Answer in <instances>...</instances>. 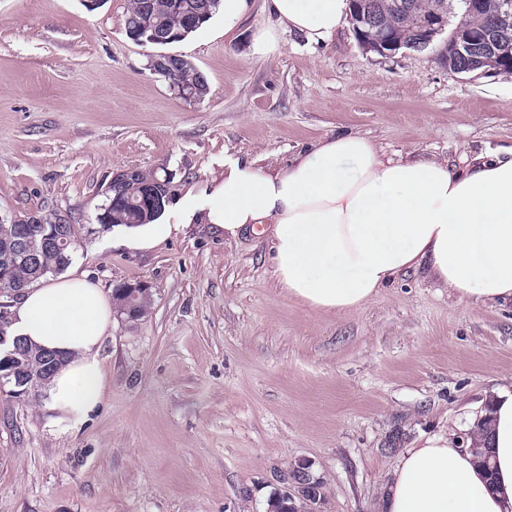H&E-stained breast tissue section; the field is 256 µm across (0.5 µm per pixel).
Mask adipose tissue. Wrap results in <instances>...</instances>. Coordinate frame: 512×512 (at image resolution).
Wrapping results in <instances>:
<instances>
[{"label": "adipose tissue", "instance_id": "adipose-tissue-1", "mask_svg": "<svg viewBox=\"0 0 512 512\" xmlns=\"http://www.w3.org/2000/svg\"><path fill=\"white\" fill-rule=\"evenodd\" d=\"M280 25L328 39L349 0H266ZM235 237L270 227L273 275L323 311L350 312L405 272L423 270L477 304L512 301V149L453 166L390 156L357 134H334L301 151L287 171L262 172L228 157L224 175L183 218ZM13 331L63 359L48 387L57 422L79 424L106 387L100 358L111 298L83 277L27 289ZM494 478L455 438L415 441L383 491L384 512H512V392L492 399Z\"/></svg>", "mask_w": 512, "mask_h": 512}]
</instances>
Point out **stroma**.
<instances>
[{"instance_id":"1","label":"stroma","mask_w":512,"mask_h":512,"mask_svg":"<svg viewBox=\"0 0 512 512\" xmlns=\"http://www.w3.org/2000/svg\"><path fill=\"white\" fill-rule=\"evenodd\" d=\"M128 3L0 0V217L65 218L69 274L108 293L142 281L151 298L113 320L107 387L81 424L0 391V512H267L302 457L326 512H381L392 433L402 449L463 433L512 385V303L410 272L357 310H315L276 280L266 237L183 223L171 204L170 236L136 250L96 222L102 192L116 172L165 170L181 198L225 157L283 171L332 132L458 165L512 147V75L449 73L438 47L367 52L347 24L316 43L251 0L232 34L219 12L168 45L209 84L190 102L127 35ZM265 29L277 49L261 61Z\"/></svg>"}]
</instances>
